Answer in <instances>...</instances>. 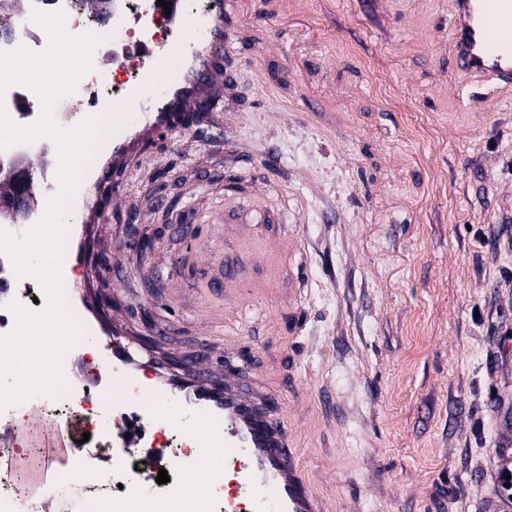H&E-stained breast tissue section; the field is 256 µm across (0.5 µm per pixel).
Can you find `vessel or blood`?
Masks as SVG:
<instances>
[{
	"mask_svg": "<svg viewBox=\"0 0 512 512\" xmlns=\"http://www.w3.org/2000/svg\"><path fill=\"white\" fill-rule=\"evenodd\" d=\"M164 17L170 28L189 29L207 35L215 46L209 57L185 59L168 65L155 40L129 37L126 11L112 10V64L127 60L139 62L137 78L121 96L107 104L112 114V135L108 141L113 155L125 148L134 121L150 128L168 126L176 108L192 109L204 99L222 93L224 44L232 35L223 4L192 15L182 0H165L157 5L150 0L142 21ZM449 23L454 32V55L460 69L495 84H512V0H454ZM162 82L160 94L148 98L147 86ZM247 252L262 256L271 276L280 273L281 256L295 257L297 243L281 247L272 240L256 242L253 232L241 235ZM134 349L121 343L112 346V390L105 398L112 406L110 468L124 464V450L143 443L152 429L193 417L205 419V428L186 430V439L203 441L224 451L223 474L201 472L193 455L176 457L180 469L203 481L205 502L221 501L223 512H319L288 440L285 423L274 417L261 400L246 397L232 381L223 390L204 391L182 385L183 398L174 402L170 384H145L133 367ZM130 495L114 499L113 512H132L147 495L152 475L145 470L128 474Z\"/></svg>",
	"mask_w": 512,
	"mask_h": 512,
	"instance_id": "obj_1",
	"label": "vessel or blood"
}]
</instances>
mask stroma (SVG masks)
Wrapping results in <instances>:
<instances>
[{"label":"stroma","instance_id":"35a3bbf8","mask_svg":"<svg viewBox=\"0 0 512 512\" xmlns=\"http://www.w3.org/2000/svg\"><path fill=\"white\" fill-rule=\"evenodd\" d=\"M450 5L224 0L227 90L102 152L70 211L96 355L122 334L144 378L220 382L238 341L322 512H489L512 444V87L458 68ZM229 205L300 248L244 306L202 292L228 259L265 276L209 224Z\"/></svg>","mask_w":512,"mask_h":512}]
</instances>
